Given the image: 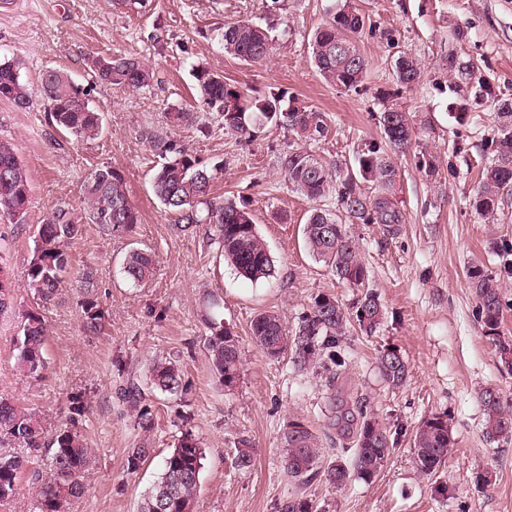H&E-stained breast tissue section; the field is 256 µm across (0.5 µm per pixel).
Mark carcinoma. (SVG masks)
<instances>
[{"instance_id": "1", "label": "carcinoma", "mask_w": 512, "mask_h": 512, "mask_svg": "<svg viewBox=\"0 0 512 512\" xmlns=\"http://www.w3.org/2000/svg\"><path fill=\"white\" fill-rule=\"evenodd\" d=\"M366 26L365 16L354 9L342 7L332 20L317 30L312 38V62L329 83L346 92H359L367 70V61L358 48V38ZM224 52L250 63L266 61L273 51L269 30L251 20L224 25L221 34ZM448 73L466 85L458 104L460 116L469 106L488 99H498L494 156L481 172L480 186L472 202L476 212L492 215L499 208L501 194L512 187V101L498 97V85L476 71L474 63L448 56ZM396 84L410 89L422 77L419 63L406 52L399 53L391 64ZM94 79L106 84L141 89L150 85L153 72L136 56L101 55L91 69ZM194 78L203 104L220 113L224 129L241 139H249L253 129L273 123L295 133L306 141H319L327 125L320 112L298 107L281 106L282 94L272 92L263 98H249L241 90L224 81V76L207 67L194 68ZM41 97L55 125L76 140H92L102 130L101 113L85 98L61 69L52 68L41 78ZM27 108L31 102L28 89L21 80L18 66L0 62V100ZM382 141L371 142L362 151L356 168L334 167L303 148H293L279 157L281 171L288 184L315 203L309 211L303 233L313 257L324 263L336 278L346 284L363 283L365 269L358 249L349 237L343 220L355 224H380L389 234L398 232L405 223L404 215L393 200L399 176L395 156L410 147L413 130L404 110L392 105L380 113ZM156 148L168 157L153 175L154 195L165 209L180 215L187 224H212L224 258L237 272L250 280L271 276L272 259L257 235L252 214L233 202L211 197L213 170L199 164L187 150L169 141L157 142ZM371 184L366 192L362 184ZM90 219L109 233L133 230L139 213L128 198L124 177L112 166L97 169L84 185ZM334 198L338 212L324 208L322 200ZM30 203L27 171L13 147L0 141V213L19 218ZM81 233V225L63 207L55 209L50 220L39 225L35 248L27 268V285L42 301L50 302L59 294L64 275L71 266L67 250L69 240ZM154 270V257L144 249H135L126 256L122 272L126 280L145 285ZM470 284L477 305L476 316L484 335L495 350L504 344L512 346V338L500 331L503 299L495 276L481 268L470 271ZM81 307L86 331L98 333L105 321V312L94 293V275L82 273ZM13 282L6 266L0 263V314L7 311L12 299ZM383 316L382 305L373 292H365L346 306L330 295H321L300 319L293 335L283 330L278 315L258 314L251 324L255 343L272 358L290 355L292 364L306 369L326 362L339 377L347 365L341 336L348 325L355 323L371 331ZM209 334L205 345L211 368L225 387L236 385L241 373V353L237 336L224 322L206 318ZM46 326L40 313L25 314L21 335L17 339V368L31 378L40 375L44 366ZM377 367L385 382L400 387L406 379L407 364L393 351L378 354ZM152 387L174 398L188 391L179 366L170 360H158L151 368ZM483 411L482 435L489 444L512 438V401L504 398L496 387H486L479 394ZM334 415L329 429L352 440V454L324 471L325 479L342 485L356 477L365 482L374 478L394 448L390 432L376 418L367 403L343 399L331 402ZM70 427L45 437L35 414L7 398L0 397V435L24 448L53 450L50 477L37 489L38 512H66L74 498L86 492L85 475L94 463L78 423L86 413L82 396L70 400ZM413 455L417 469L433 475L443 467L451 454L453 440L445 415L424 419L416 428ZM281 464L288 477L303 485L319 474L320 436L312 426L301 423L300 429L285 430L280 438ZM151 455L147 444L132 448L126 459V470L134 474ZM205 449L191 432H186L162 459L160 473L145 495L140 512H192L201 489ZM22 470L19 457L0 452V502L16 494ZM281 512H328L326 507L306 497L288 500Z\"/></svg>"}]
</instances>
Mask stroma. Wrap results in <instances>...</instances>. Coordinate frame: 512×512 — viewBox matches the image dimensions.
<instances>
[{
    "instance_id": "stroma-1",
    "label": "stroma",
    "mask_w": 512,
    "mask_h": 512,
    "mask_svg": "<svg viewBox=\"0 0 512 512\" xmlns=\"http://www.w3.org/2000/svg\"><path fill=\"white\" fill-rule=\"evenodd\" d=\"M368 17L373 29L359 47L368 62L364 90L344 92L320 77L311 61L312 34L344 4ZM269 22L272 55L250 64L228 56L220 42L225 23ZM391 31L393 41L381 38ZM408 52L421 64L412 89L396 85L391 61ZM474 61L496 83L512 89V0H148L128 10L112 0H12L0 8V61L18 63L32 103L24 110L0 100V139L11 142L27 169L31 200L22 219L0 216V263L12 275V307L0 315V396L36 413L54 434L69 421V400L82 394L87 411L82 431L96 464L86 494L68 512H138L164 455L185 431L206 452L201 491L193 512H278L291 497H309L336 512H512V440L487 444L482 436L479 392L488 386L512 398L508 372L475 317L476 298L468 271L480 266L496 275L505 306L501 331L512 337V190L504 192L494 220L478 215L472 200L479 169L491 160L494 102L466 118L443 69L449 53ZM132 54L147 62L150 87L131 90L93 80L97 55ZM223 74L227 83L253 97L283 91V103L321 112L327 132L307 150L328 163H354L365 145L380 140L378 114L398 105L414 130L411 148L398 159L395 200L405 217L397 234L377 224L348 227L366 278L351 288L338 283L307 249L302 229L312 206L285 182L277 162L294 143L291 133L260 126L251 141L226 133L219 113L196 100L194 66ZM60 67L101 112L103 132L78 141L52 124L40 97L43 72ZM194 110L195 124L174 127L166 113ZM186 148L204 166H218L214 196L246 203L274 264L271 277L247 280L228 264L211 225L182 227L179 215L155 198L151 182L163 158L157 140ZM434 175H426L424 163ZM109 165L126 182L141 222L124 235H105L89 218L83 184ZM82 226L67 249L72 268L61 293L49 304L27 286L33 232L58 205ZM150 250L155 272L142 287L126 281L122 262L131 247ZM95 274V292L105 311L97 334L83 326L81 274ZM377 293L383 319L372 332L349 326L343 338L348 397L366 399L379 421L398 430L381 472L369 482L329 484L324 476L303 485L284 472L279 439L290 420L324 432L331 414L330 373L316 366L296 369L288 357L269 358L252 340L250 323L276 312L286 333L316 296L345 304ZM218 300L224 322L241 350V377L225 390L214 377L203 318ZM41 308L48 330L46 367L30 379L15 366L23 314ZM393 349L408 365L405 383L392 389L376 368L379 351ZM179 361L188 386L182 399L154 391L155 359ZM137 387L153 413L143 429L124 392ZM447 415L454 447L440 472L421 474L412 454L419 423ZM148 443L152 456L137 473L126 471L128 449ZM255 451L249 471L233 468L235 449ZM51 456H26L16 496L0 512H37L36 487L50 474ZM492 474L490 485L479 477Z\"/></svg>"
}]
</instances>
